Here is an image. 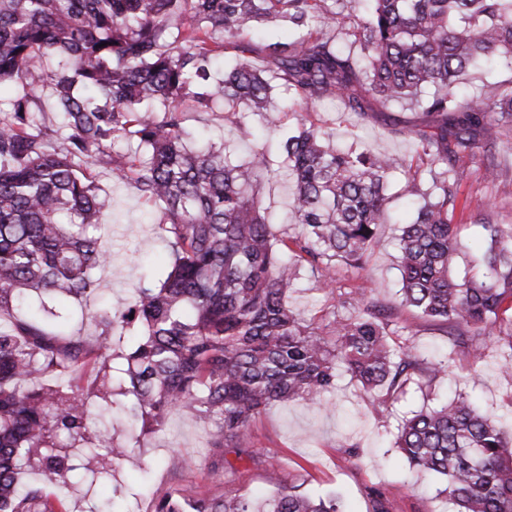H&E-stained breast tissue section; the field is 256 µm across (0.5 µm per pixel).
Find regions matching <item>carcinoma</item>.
<instances>
[{"mask_svg":"<svg viewBox=\"0 0 512 512\" xmlns=\"http://www.w3.org/2000/svg\"><path fill=\"white\" fill-rule=\"evenodd\" d=\"M340 0H0V512H67L22 474L85 494L114 477L127 442L98 428L81 393L86 369L109 406L151 434L178 410L210 422L208 444L253 459L251 421L276 402H319L343 367L366 389L403 395L447 372L421 359L394 310L364 288H345L336 264L363 266L385 223L390 161L362 146L338 150L311 123L246 161L189 143L187 113L224 101L223 120L252 135L245 112H272V91L309 107L344 99L357 119L363 99L419 108L415 134L433 181L398 238L400 306L435 323L479 365L487 341L512 361V234L483 225L482 273L456 278L462 251L452 224L449 178L456 156L512 123V85L493 102L457 87L482 59H512V0H371L365 16ZM300 31L257 43L253 23ZM231 41L238 62L213 69ZM50 91L64 124H33ZM123 140L124 151L112 150ZM131 180L157 211L170 247L166 277L101 311L99 341L65 331L60 303L95 293L108 263L101 216L112 206L93 167ZM294 180L297 232L277 233L257 188L273 166ZM347 296L353 314L322 324L286 302L299 271ZM409 466L444 481L456 512H512V440L460 394L420 409L397 428ZM261 502L188 497L174 490L152 512H343L334 495L309 496L270 476ZM112 486L94 512H134Z\"/></svg>","mask_w":512,"mask_h":512,"instance_id":"cac0c4a2","label":"carcinoma"}]
</instances>
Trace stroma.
<instances>
[{"label": "stroma", "mask_w": 512, "mask_h": 512, "mask_svg": "<svg viewBox=\"0 0 512 512\" xmlns=\"http://www.w3.org/2000/svg\"><path fill=\"white\" fill-rule=\"evenodd\" d=\"M277 101L276 117L285 127L294 129L310 120L332 133L338 146L351 145L353 115L343 100L323 102L302 114L295 111L292 93L278 91ZM222 113L223 106L217 102L188 114L186 126L193 144L224 146L244 159L252 144L267 140L264 117L248 115L254 133L249 141L239 130L225 125ZM365 113L362 142L385 154L393 164L387 188L392 220L380 228L364 268L341 265L337 276L345 286L369 289L383 304L397 306L399 322L418 352L431 362L447 361V376L434 379L427 393L411 390L396 398L382 389L366 392L350 373L337 370L336 387L323 403L267 407L250 429L254 458L240 459L228 453L233 465L229 472L212 464L206 420L193 412L172 413L160 431L148 436L145 447L134 449L122 462L119 480L135 493L136 512H151L154 500L174 488L190 496L206 497L266 493L271 489L268 473L273 468L285 481L299 485L301 492L339 494L346 512H367L375 491L389 500L390 512H453V505L441 492L440 479L420 477L395 448L396 428L402 418L423 405L438 406L461 394L491 414L505 433H512V379L495 351L487 350L477 380H467L472 360L466 350L449 349L446 334L437 326L398 306V236L402 225L413 220L418 204L417 198L404 196L401 187L407 177L406 163L421 151L413 132L425 126L427 116L419 109L375 99L368 100ZM399 122L409 128V135L396 133ZM454 176V221L460 239L468 247L458 259L456 271L470 273L473 260L485 245L483 224H496L504 232H512V125L502 127L497 147L481 144L473 152L460 155L454 164ZM94 177L112 198V210L103 217L107 229L102 236L112 262L95 272L96 296L68 305L72 331L89 343L99 335L95 316L102 306L130 298L142 279L158 281L167 272L152 203L134 184L116 181L106 166H97ZM290 195V182L279 174L259 187L261 208L280 232L295 230ZM288 302L309 318L320 317L331 304L320 290L318 278L309 271L295 280ZM181 458L192 460V468L179 467L177 461Z\"/></svg>", "instance_id": "stroma-1"}]
</instances>
